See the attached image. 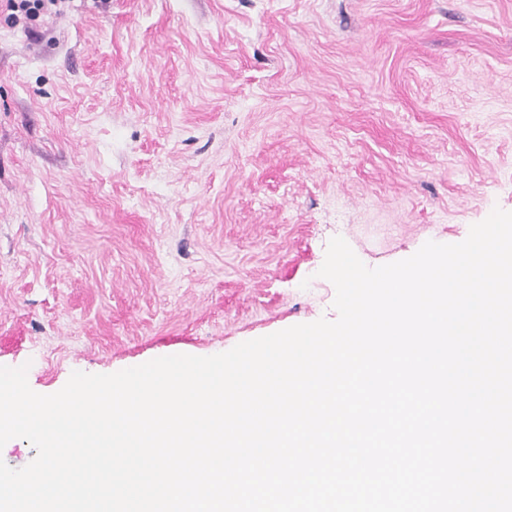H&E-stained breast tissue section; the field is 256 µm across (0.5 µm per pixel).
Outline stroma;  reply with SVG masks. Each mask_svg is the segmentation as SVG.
<instances>
[{"instance_id": "stroma-1", "label": "stroma", "mask_w": 512, "mask_h": 512, "mask_svg": "<svg viewBox=\"0 0 512 512\" xmlns=\"http://www.w3.org/2000/svg\"><path fill=\"white\" fill-rule=\"evenodd\" d=\"M512 211V0H71L0 23V365L40 394L321 318Z\"/></svg>"}]
</instances>
